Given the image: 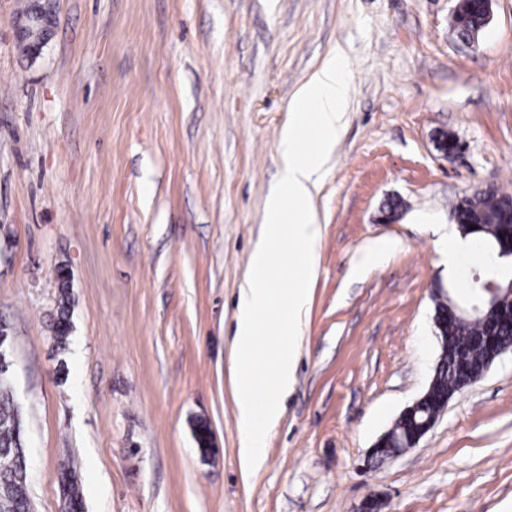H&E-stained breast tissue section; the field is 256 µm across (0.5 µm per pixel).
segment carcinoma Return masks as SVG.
Listing matches in <instances>:
<instances>
[{
  "mask_svg": "<svg viewBox=\"0 0 512 512\" xmlns=\"http://www.w3.org/2000/svg\"><path fill=\"white\" fill-rule=\"evenodd\" d=\"M483 4L481 0H460L453 14V28L462 38H468L482 24ZM512 208V196L500 195L495 191H481L472 197L461 199L454 206V215L461 229L472 235L476 230L473 224H481L480 237L492 233L506 247L512 242L509 235L502 232L498 220L507 209ZM60 315L53 327L54 340L61 349L65 348L69 331L63 326L67 320L69 287L65 278L59 280ZM448 324V350H455L468 336H480L484 326L450 319ZM456 362H451L438 374V382L432 389L425 408L416 414L398 421L397 433L401 438L415 432L427 413L440 408L441 402L456 381ZM0 454L7 459L9 466L0 468V512H30L31 501L26 494L27 472L21 440V424L13 406V396L8 382L0 378Z\"/></svg>",
  "mask_w": 512,
  "mask_h": 512,
  "instance_id": "cac0c4a2",
  "label": "carcinoma"
}]
</instances>
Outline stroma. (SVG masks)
<instances>
[{
  "mask_svg": "<svg viewBox=\"0 0 512 512\" xmlns=\"http://www.w3.org/2000/svg\"><path fill=\"white\" fill-rule=\"evenodd\" d=\"M29 2L0 0V321L34 512H61L65 464L84 512H512L511 353L417 448L365 463L433 375L437 288L468 296L485 261L449 254L453 207L512 196V0L471 45L458 0H53L33 55ZM339 52L349 99L295 383L248 472L239 289L292 98ZM377 241L391 252L361 268ZM59 309L60 315L58 320L55 322L53 327L54 332V340L57 346L61 349L65 348L68 335L70 331H68L66 326H63V322L66 321L67 318V309L69 304V287L68 281L66 278H60L59 280Z\"/></svg>",
  "mask_w": 512,
  "mask_h": 512,
  "instance_id": "1",
  "label": "stroma"
}]
</instances>
